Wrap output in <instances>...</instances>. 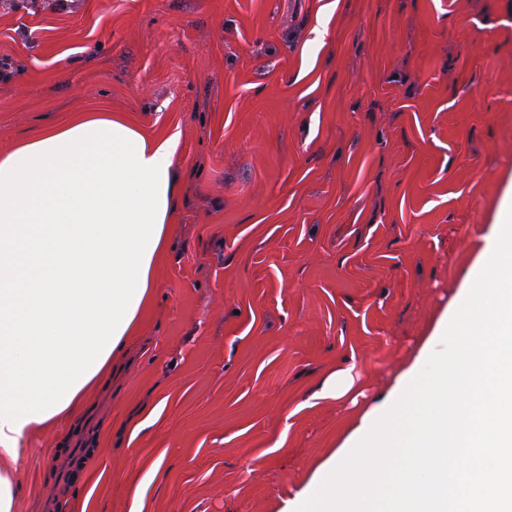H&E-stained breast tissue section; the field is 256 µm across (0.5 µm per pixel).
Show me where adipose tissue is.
Wrapping results in <instances>:
<instances>
[{
  "mask_svg": "<svg viewBox=\"0 0 512 512\" xmlns=\"http://www.w3.org/2000/svg\"><path fill=\"white\" fill-rule=\"evenodd\" d=\"M175 147L89 112L0 154V458L81 414L135 331L168 243Z\"/></svg>",
  "mask_w": 512,
  "mask_h": 512,
  "instance_id": "1",
  "label": "adipose tissue"
}]
</instances>
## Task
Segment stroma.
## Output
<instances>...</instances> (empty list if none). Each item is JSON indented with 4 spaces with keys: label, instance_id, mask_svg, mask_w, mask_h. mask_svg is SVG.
<instances>
[{
    "label": "stroma",
    "instance_id": "1",
    "mask_svg": "<svg viewBox=\"0 0 512 512\" xmlns=\"http://www.w3.org/2000/svg\"><path fill=\"white\" fill-rule=\"evenodd\" d=\"M335 11H328V4ZM177 135L151 305L15 512H279L381 402L512 195V0H0V153ZM354 383L349 369L338 370L325 381L319 396L326 399L347 398L352 394Z\"/></svg>",
    "mask_w": 512,
    "mask_h": 512
}]
</instances>
